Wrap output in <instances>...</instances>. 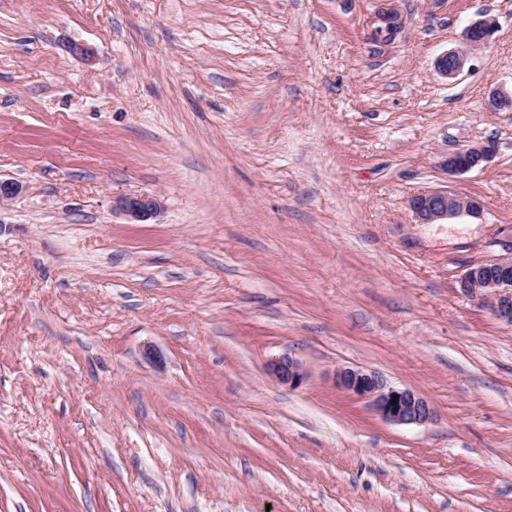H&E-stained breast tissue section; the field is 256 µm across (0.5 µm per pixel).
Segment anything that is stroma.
Listing matches in <instances>:
<instances>
[{
	"label": "stroma",
	"instance_id": "stroma-1",
	"mask_svg": "<svg viewBox=\"0 0 512 512\" xmlns=\"http://www.w3.org/2000/svg\"><path fill=\"white\" fill-rule=\"evenodd\" d=\"M397 5L375 54L378 0H0V512H512V325L460 287L512 246V0ZM383 6H381L372 16L371 25V42L374 45V50L381 52L390 46L395 39L403 31L406 20L400 10L393 4L394 1L383 0ZM389 22L392 30L388 37H382L377 35V31L381 24ZM497 28L498 21L493 16L484 15L472 20L464 30V49L438 56L434 63L436 73L447 80L457 78L466 67L470 52L484 46ZM495 152L493 144H476L448 152L442 167L451 174H463L476 168H483ZM410 208L421 224H435L461 213L478 215L481 209L477 200L448 189L417 194L411 198ZM159 197L152 194H133L113 199L112 208L123 214L134 224L156 217L162 210ZM271 372L281 383L289 386L298 385L303 379V371L300 362L284 355L271 363ZM343 389L371 398L375 409L386 420L403 425H422L436 417L434 407L424 397L410 389L391 387L375 371L343 368L337 373ZM393 396L397 403L392 404Z\"/></svg>",
	"mask_w": 512,
	"mask_h": 512
}]
</instances>
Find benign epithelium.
<instances>
[{
    "mask_svg": "<svg viewBox=\"0 0 512 512\" xmlns=\"http://www.w3.org/2000/svg\"><path fill=\"white\" fill-rule=\"evenodd\" d=\"M406 24L404 15L393 4L384 0L372 16L371 42L374 49L382 51L401 34ZM498 28L493 16L484 15L471 21L464 30L465 46L437 57L435 71L441 77L457 78L468 63L469 54L484 46ZM495 152L493 144H476L452 151L442 161V167L451 174H463L483 168ZM112 208L134 224L156 217L162 210L159 197L152 194H133L113 199ZM410 208L422 224H434L461 213L477 215L480 203L448 189L429 190L413 196ZM466 293L489 304L500 319L512 324V255L481 261L470 265L460 281ZM271 372L280 382L298 385L303 379L300 362L284 355L271 363ZM337 382L343 389L368 397L375 409L386 420L403 425H422L436 417L434 407L424 397L410 389L391 387L375 371L343 368L337 373ZM397 403H392V399Z\"/></svg>",
    "mask_w": 512,
    "mask_h": 512,
    "instance_id": "1",
    "label": "benign epithelium"
}]
</instances>
